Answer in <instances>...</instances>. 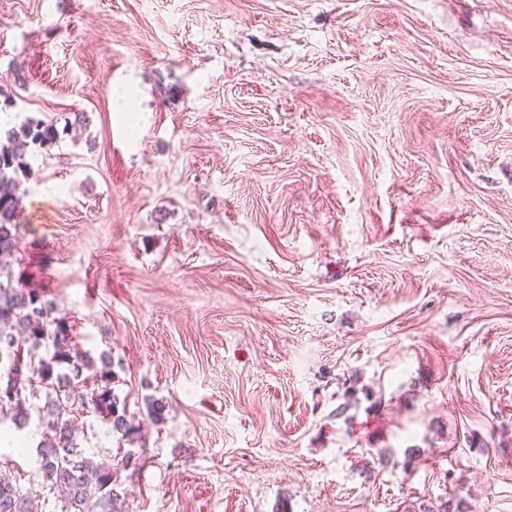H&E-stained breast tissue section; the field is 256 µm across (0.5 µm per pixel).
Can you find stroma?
<instances>
[{
	"label": "stroma",
	"mask_w": 512,
	"mask_h": 512,
	"mask_svg": "<svg viewBox=\"0 0 512 512\" xmlns=\"http://www.w3.org/2000/svg\"><path fill=\"white\" fill-rule=\"evenodd\" d=\"M7 98L88 117L13 271L143 421L84 424L125 512H512V0H0Z\"/></svg>",
	"instance_id": "35a3bbf8"
}]
</instances>
